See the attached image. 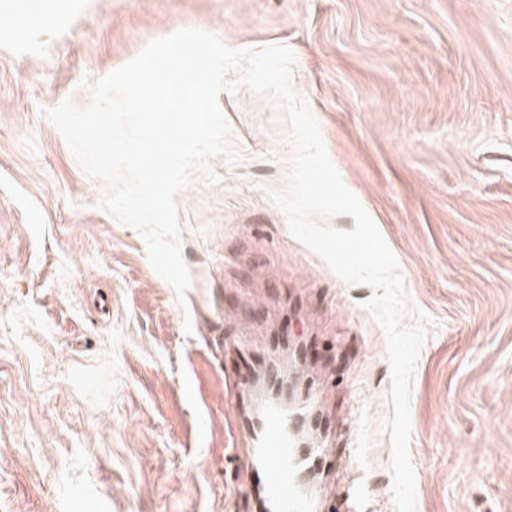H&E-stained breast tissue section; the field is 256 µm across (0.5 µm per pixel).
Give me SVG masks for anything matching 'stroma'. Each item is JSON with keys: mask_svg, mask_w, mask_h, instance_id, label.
Segmentation results:
<instances>
[{"mask_svg": "<svg viewBox=\"0 0 512 512\" xmlns=\"http://www.w3.org/2000/svg\"><path fill=\"white\" fill-rule=\"evenodd\" d=\"M0 10V512H257L226 418L275 344L301 347L330 423L329 507L395 512L390 367L362 303L289 231L268 189L291 148L247 89L219 106L245 159L176 197L185 306L134 230L101 210L46 112L183 28L285 45L291 87L432 322L410 402L414 512H512V0H71L17 34Z\"/></svg>", "mask_w": 512, "mask_h": 512, "instance_id": "obj_1", "label": "stroma"}]
</instances>
